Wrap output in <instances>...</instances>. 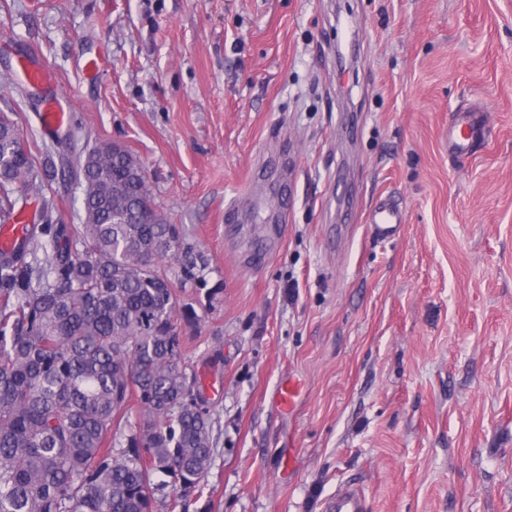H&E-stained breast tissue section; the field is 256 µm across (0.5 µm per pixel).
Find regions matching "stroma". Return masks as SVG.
I'll return each instance as SVG.
<instances>
[{"instance_id": "obj_1", "label": "stroma", "mask_w": 512, "mask_h": 512, "mask_svg": "<svg viewBox=\"0 0 512 512\" xmlns=\"http://www.w3.org/2000/svg\"><path fill=\"white\" fill-rule=\"evenodd\" d=\"M4 93L54 222L74 148L116 141L181 230L160 269L215 448L186 512H324L343 483L366 512H512V0H0ZM481 120L477 115H459L448 124V151L461 153L467 149L480 131ZM371 233L381 241H392L398 238L404 224V213L401 208L382 201L377 204L366 217Z\"/></svg>"}]
</instances>
